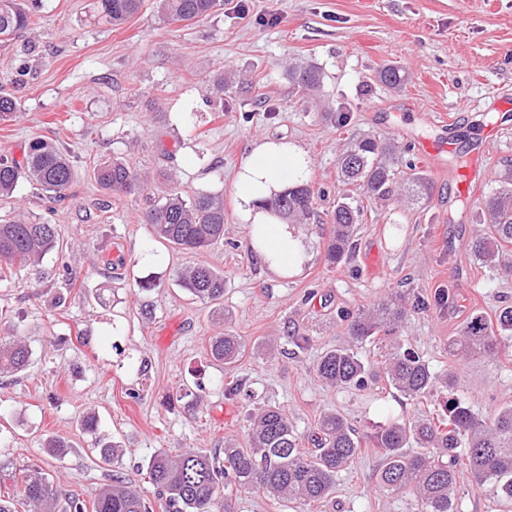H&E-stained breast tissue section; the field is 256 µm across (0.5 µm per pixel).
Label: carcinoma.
<instances>
[{
  "label": "carcinoma",
  "instance_id": "obj_1",
  "mask_svg": "<svg viewBox=\"0 0 512 512\" xmlns=\"http://www.w3.org/2000/svg\"><path fill=\"white\" fill-rule=\"evenodd\" d=\"M143 0H96L94 19L120 26L142 9ZM161 16L172 22L200 21L223 5V0H157ZM32 24L27 0H0V44ZM292 82L304 90L320 87L321 72L306 65L290 70ZM381 84L397 89L405 77L395 66L377 73ZM15 97L0 93V121L12 119ZM397 156L391 142L359 134L348 142L338 158L341 181L369 197L388 201L395 183ZM102 189L134 194L143 189L140 175L127 163L104 161L93 169ZM26 179L59 202L67 197L73 178L68 153L41 138L28 144L24 163L0 161V199L13 196L20 179ZM429 192L425 179L412 175L404 185L405 197L417 201ZM311 182L276 195L270 206L290 224H330L325 261L336 266L353 251L355 226L363 209L352 197H343L325 215H320ZM483 221L472 235L468 250L482 266L504 277H512V169L499 176L497 185L481 202ZM224 196L200 192L186 199L171 192L145 213L152 235L172 248L196 253L224 240ZM58 224L25 219L0 223V278L16 264L39 263L60 243ZM180 286L194 298L216 304L224 299V273L207 264H195L181 273ZM423 298L412 300L393 294L372 307L348 316L347 343L326 350L314 366L316 377L329 387L367 390L384 382L418 403L443 388L460 385L453 371L437 373L418 353L406 347L400 329L411 312L425 308ZM512 333V307H504L491 320L472 313L459 334L448 340V351L461 358L493 359L501 351L500 338ZM379 336L388 339L381 363L364 360L359 345ZM243 342L228 333L211 344L214 360L231 365L242 355ZM31 352L25 341L12 336L0 343V374L20 372ZM445 417L421 416L412 421H391L359 436L338 413L323 414L307 436L314 449L300 448V436L292 422L276 406L264 405L249 413L245 443H230L224 459L201 449H161L149 459L146 471L155 494L166 512H235L233 490L261 489L267 494L300 505L323 503L333 493L336 476L351 467L362 444L380 450L377 472L379 488L390 495L408 497L416 512H459L458 478L470 473L475 487L506 505H512V401L481 415L460 398L446 406ZM100 459L115 464L122 459L114 442H96ZM29 512H87L85 500L64 494L38 466L25 469L15 492L0 494V512H17L16 498ZM94 512H150L139 492L113 480L102 485L93 499Z\"/></svg>",
  "mask_w": 512,
  "mask_h": 512
}]
</instances>
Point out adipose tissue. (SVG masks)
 I'll use <instances>...</instances> for the list:
<instances>
[{
    "label": "adipose tissue",
    "mask_w": 512,
    "mask_h": 512,
    "mask_svg": "<svg viewBox=\"0 0 512 512\" xmlns=\"http://www.w3.org/2000/svg\"><path fill=\"white\" fill-rule=\"evenodd\" d=\"M311 160L295 143L277 139L255 142L237 173V213L268 270L280 278L296 275L307 258V244L296 225L268 210L273 193L309 180Z\"/></svg>",
    "instance_id": "obj_1"
}]
</instances>
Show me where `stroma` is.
<instances>
[{
    "label": "stroma",
    "instance_id": "35a3bbf8",
    "mask_svg": "<svg viewBox=\"0 0 512 512\" xmlns=\"http://www.w3.org/2000/svg\"><path fill=\"white\" fill-rule=\"evenodd\" d=\"M93 3L37 0L30 29L0 47V91L18 103L0 122V159L22 160L38 137L67 149L75 173L62 203L24 179L0 201L1 220L57 224L64 238L38 265L0 280V337L21 335L32 352L25 371L0 375V466L39 465L62 492L88 501L116 475L162 512L146 474L150 456L243 441L249 408L279 405L302 433L327 412L362 434L442 412L444 390L419 404L383 382L336 390L314 374L318 356L345 342V314L396 289L449 291L448 304L413 312L402 334L436 371L458 373L459 397L483 414L512 398V341L491 362L448 351L471 311L491 318L512 306V278L493 275L466 248L483 193L456 191L470 157L494 177L512 160V0H224L208 18L172 24L144 0L118 29L94 20ZM298 65L320 68V89L289 80ZM387 65L404 71L403 88L376 82ZM223 73L235 81L219 101L211 85ZM330 110L346 112L345 127L324 119ZM353 133L410 146L427 197L416 205L360 197L364 220L348 262L327 265L329 229L309 224L302 272L271 276L235 213L239 162L262 138L298 143L326 212L347 192L337 161ZM440 138L451 150L435 165L420 143ZM100 159L129 162L147 189H101L92 177ZM174 188L223 194L222 244L184 253L152 237L144 214ZM197 263L223 271L221 307L179 285ZM148 276L153 286L140 287ZM226 332L245 346L231 366L210 355ZM294 334L309 346L296 348ZM236 378L248 381L251 399H227L224 386ZM90 413L92 434L83 428ZM99 437L121 446V463L101 461ZM52 438L66 443L64 454L46 451ZM380 463L378 449L362 447L331 500L309 512H415L410 498L380 490Z\"/></svg>",
    "mask_w": 512,
    "mask_h": 512
}]
</instances>
